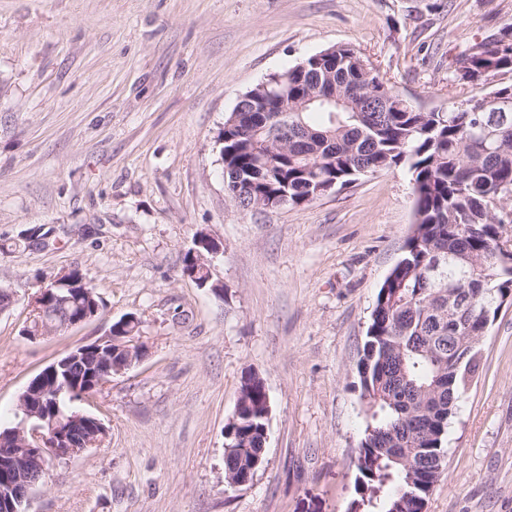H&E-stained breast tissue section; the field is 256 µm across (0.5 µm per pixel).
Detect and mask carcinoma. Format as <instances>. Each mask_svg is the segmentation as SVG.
<instances>
[{"label": "carcinoma", "instance_id": "obj_1", "mask_svg": "<svg viewBox=\"0 0 512 512\" xmlns=\"http://www.w3.org/2000/svg\"><path fill=\"white\" fill-rule=\"evenodd\" d=\"M467 59L474 74L512 73L507 48L485 43ZM326 85L336 104L304 105ZM251 94L224 121L222 144L225 188L243 205H305L361 176L401 164L411 173L415 223L378 291L358 363L369 420L350 512H424L482 336L512 302V270L494 267L502 228L512 224V120L484 128L483 96L457 112H425L350 45L310 55ZM86 288L79 301L39 300L31 325L47 322L56 334L85 311L102 315V300ZM68 386L94 387L87 367L70 370ZM267 403L261 382L248 379L224 425L228 486L259 468ZM50 407L63 421L78 412L67 392Z\"/></svg>", "mask_w": 512, "mask_h": 512}]
</instances>
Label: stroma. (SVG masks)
Returning <instances> with one entry per match:
<instances>
[{
	"label": "stroma",
	"instance_id": "stroma-1",
	"mask_svg": "<svg viewBox=\"0 0 512 512\" xmlns=\"http://www.w3.org/2000/svg\"><path fill=\"white\" fill-rule=\"evenodd\" d=\"M512 31V0H0V430L29 381L140 321L146 357L80 410L100 447L50 461L25 512H348L366 422L357 363L411 233L407 167L254 212L218 136L270 74L338 44L427 111L492 92L459 54ZM223 296L181 272L197 232ZM91 280L104 315L27 336L37 277ZM271 401L265 461L224 483L243 377ZM426 512H512V302L481 342Z\"/></svg>",
	"mask_w": 512,
	"mask_h": 512
}]
</instances>
